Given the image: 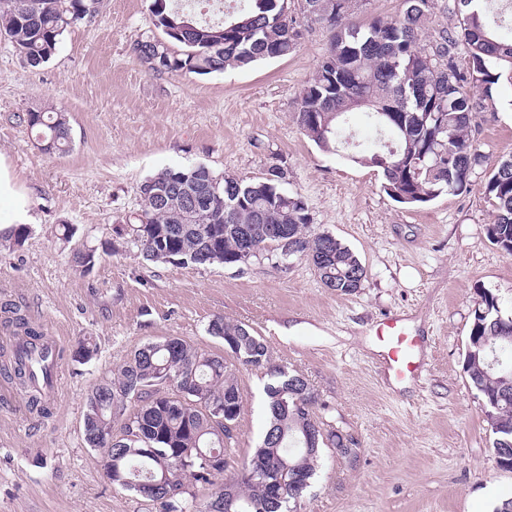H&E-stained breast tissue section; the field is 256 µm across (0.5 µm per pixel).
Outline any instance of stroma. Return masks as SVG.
Instances as JSON below:
<instances>
[{"label": "stroma", "mask_w": 512, "mask_h": 512, "mask_svg": "<svg viewBox=\"0 0 512 512\" xmlns=\"http://www.w3.org/2000/svg\"><path fill=\"white\" fill-rule=\"evenodd\" d=\"M152 0H94L55 54L28 65L0 35V153L32 199L21 247L0 246V352L9 351L4 305L62 339L61 389L51 415L18 414L0 400V512H158L115 489L83 435L86 397L146 342L181 337L223 352L212 319L249 325L276 363L303 375L316 414L353 443L322 452L299 512H493L512 498V470L497 466L480 393L463 369L480 291L512 309V255L493 245L489 174L512 156V91L495 87L471 132L480 156L471 185L419 205L393 201L379 168L319 147L294 120L299 93L327 53L331 31L291 0L303 31L283 58L207 75L156 73L133 52L155 34ZM66 112L71 147L47 154L27 113ZM202 164L216 176L264 177L276 164L305 201L315 231L333 235L367 270L360 290L322 285L307 258L289 270L263 259L239 266L152 263L134 252L100 258L87 273L73 248L100 246L140 212V185L171 167ZM75 234L62 240L63 225ZM389 315L421 340L420 369L386 375L376 336ZM92 337L96 355L72 358ZM243 408L232 466L266 425L264 369L241 368Z\"/></svg>", "instance_id": "stroma-1"}]
</instances>
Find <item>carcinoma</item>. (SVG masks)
<instances>
[{"instance_id":"carcinoma-1","label":"carcinoma","mask_w":512,"mask_h":512,"mask_svg":"<svg viewBox=\"0 0 512 512\" xmlns=\"http://www.w3.org/2000/svg\"><path fill=\"white\" fill-rule=\"evenodd\" d=\"M248 5L221 25L201 24L153 0L154 25L161 30L183 25L167 35V53L158 59L157 73L188 70L197 74L244 68L252 63L294 52L302 31L288 14V0H247ZM362 0H301L311 20L334 31L328 53L299 94L295 112L300 130L318 146L339 151L350 146L345 135L349 115L361 110L386 140L372 152L352 151L346 157L382 170L386 193L405 205L427 203L442 194L469 189L476 164L469 131L483 99L466 90L474 84L490 92L503 84L512 88V38L499 32L502 17L512 18V0H454L459 30L441 31L437 40L423 43L434 0H402L401 13L393 19L375 18L358 25L352 15ZM90 14L87 0H0V33L6 35L32 67L56 52L59 37L70 25ZM463 44L470 70L461 72L455 50ZM182 52L173 50L174 45ZM27 124L47 152H66L71 141L66 113L50 109L30 112ZM194 168H165L140 186L143 202L136 223L115 229L120 248L133 247L139 255L156 261L164 252L179 265L243 264V231L251 234L257 254L273 268L286 270L294 257H306L320 281L338 295L362 288L367 270L358 256L335 238L312 230L308 207L301 196L282 188L287 172L277 165L267 176L247 180L214 175L203 189L218 192L214 206L199 214L184 211L178 202L164 208L148 195L149 182H182ZM236 193L237 206L224 211L228 190ZM485 192L493 201L496 219L488 229L494 245L512 254V157L497 162ZM288 207L275 212L280 195ZM285 221L288 249L267 234L271 224ZM97 250L73 253L76 268L94 266ZM478 307L487 315L473 317L464 360L470 383L488 407L495 435L494 453L512 455V314L503 311L499 298L480 292ZM11 323L22 332V341L33 343L43 333L14 308ZM208 333L224 341L221 353L200 349L187 340L168 336L150 341L130 353L108 377L87 395L83 418L86 444L101 452L103 469L112 485L141 494L154 485L151 502L159 512H295L290 504L303 497L314 478L322 450L331 447L343 454L348 445L335 430L324 431L315 415L317 397L306 379L290 374L271 361L263 337L246 324L220 316ZM97 352L89 337L78 340L73 357L88 361ZM265 369L267 423L252 456L260 458L265 475L242 477L236 493L216 479L227 470L235 437L224 436L218 419L229 415L239 423L243 395L237 365ZM9 378L26 395V406L42 417L51 415L46 396L38 386V368L20 349L11 353ZM175 380L176 389L164 387ZM298 472L299 483L288 487L285 498L272 494L270 481L283 470ZM210 490L206 508L198 509L185 497L183 487ZM179 492L170 494L171 488Z\"/></svg>"}]
</instances>
